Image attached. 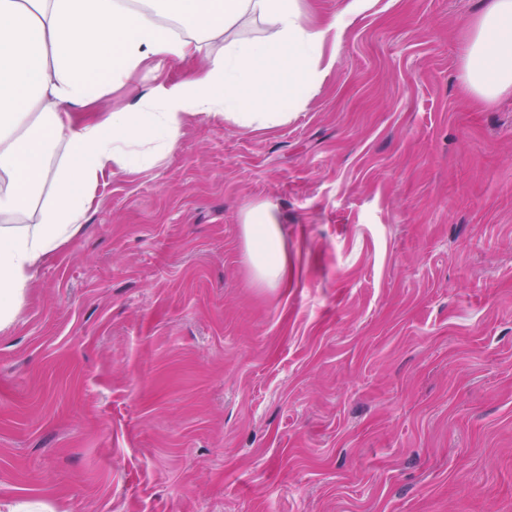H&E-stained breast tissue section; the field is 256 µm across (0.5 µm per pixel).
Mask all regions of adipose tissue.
Here are the masks:
<instances>
[{"label": "adipose tissue", "instance_id": "1", "mask_svg": "<svg viewBox=\"0 0 512 512\" xmlns=\"http://www.w3.org/2000/svg\"><path fill=\"white\" fill-rule=\"evenodd\" d=\"M368 2L347 0L319 25L299 0H0V330L14 321L33 267L79 232L108 169L133 173L172 154L195 115L260 128L287 121ZM244 17L264 24L262 37L229 38ZM463 40L465 90L483 101L512 94V0H488ZM174 64L186 71L171 81L164 71ZM144 76L152 83L134 103L103 107ZM265 90L271 111H250ZM89 111L94 119L75 122ZM58 146L62 157L50 163ZM242 236L255 281L283 285L288 260L271 204L244 211Z\"/></svg>", "mask_w": 512, "mask_h": 512}]
</instances>
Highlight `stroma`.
<instances>
[{"mask_svg":"<svg viewBox=\"0 0 512 512\" xmlns=\"http://www.w3.org/2000/svg\"><path fill=\"white\" fill-rule=\"evenodd\" d=\"M484 0H373L271 128L105 174L0 330V512H512V96ZM274 207L288 281L241 213ZM463 40L465 90L483 101L512 94V0H488ZM244 256L254 280L265 288H279L288 280V260L279 226L269 203L246 209L242 219Z\"/></svg>","mask_w":512,"mask_h":512,"instance_id":"35a3bbf8","label":"stroma"}]
</instances>
